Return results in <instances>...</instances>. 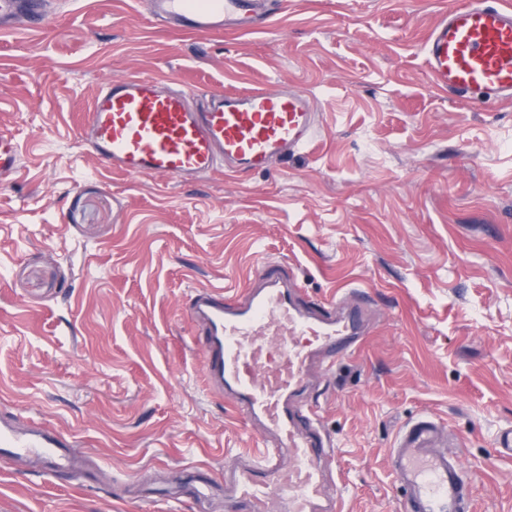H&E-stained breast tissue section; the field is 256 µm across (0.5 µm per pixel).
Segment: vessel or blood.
Returning <instances> with one entry per match:
<instances>
[{"label":"vessel or blood","instance_id":"b4317fda","mask_svg":"<svg viewBox=\"0 0 512 512\" xmlns=\"http://www.w3.org/2000/svg\"><path fill=\"white\" fill-rule=\"evenodd\" d=\"M44 0H0V27L39 28ZM150 15L188 33L268 30L288 0H145ZM423 55L435 87L464 100H512V8L501 0H464L429 32ZM193 90L151 75L113 79L85 113L81 134L112 170L160 175L181 183L216 170L242 176L265 172L300 152L319 128L317 107L301 89L259 86L236 93ZM13 137L0 134V180L21 165ZM286 269L265 261L237 295L195 290L186 308L199 327L203 381L210 394L230 396L264 448L224 468L229 512H343L327 493L334 448L318 433L303 394L314 368L334 366L360 343L363 292L351 304L305 302ZM444 426L425 415L407 425L390 450L403 492V512H470L468 479L458 456L440 450ZM76 441L0 408V457L38 461L50 476L75 472Z\"/></svg>","mask_w":512,"mask_h":512}]
</instances>
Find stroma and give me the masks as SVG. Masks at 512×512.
Here are the masks:
<instances>
[{
    "mask_svg": "<svg viewBox=\"0 0 512 512\" xmlns=\"http://www.w3.org/2000/svg\"><path fill=\"white\" fill-rule=\"evenodd\" d=\"M42 29L0 34V131L22 161L0 186V402L79 440L81 475L0 458V512H228L221 485L257 448L207 392L185 302L288 265L305 298L368 294L370 330L310 393L345 512H401L388 462L430 413L471 512H512V101L459 102L421 52L462 0H290L252 35L190 34L140 0H48ZM131 73L224 93L301 87L311 145L270 171L194 184L128 177L80 130Z\"/></svg>",
    "mask_w": 512,
    "mask_h": 512,
    "instance_id": "1",
    "label": "stroma"
}]
</instances>
